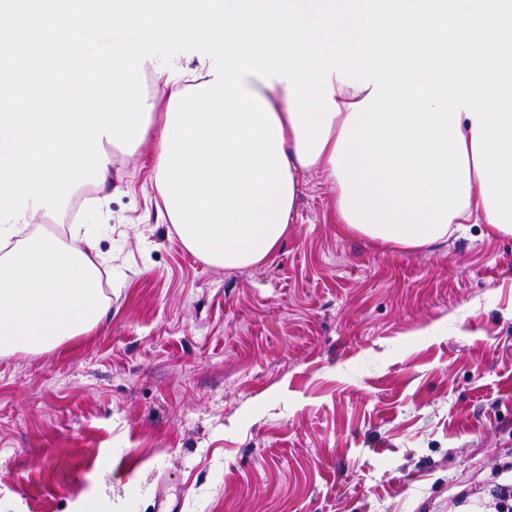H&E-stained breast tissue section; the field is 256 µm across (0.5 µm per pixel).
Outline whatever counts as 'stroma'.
I'll list each match as a JSON object with an SVG mask.
<instances>
[{
  "instance_id": "stroma-1",
  "label": "stroma",
  "mask_w": 512,
  "mask_h": 512,
  "mask_svg": "<svg viewBox=\"0 0 512 512\" xmlns=\"http://www.w3.org/2000/svg\"><path fill=\"white\" fill-rule=\"evenodd\" d=\"M154 146L43 220L91 229L111 307L0 355V512H476L512 479V236L380 244L310 173L277 250L227 270L158 212Z\"/></svg>"
}]
</instances>
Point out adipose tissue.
<instances>
[{
  "label": "adipose tissue",
  "instance_id": "1",
  "mask_svg": "<svg viewBox=\"0 0 512 512\" xmlns=\"http://www.w3.org/2000/svg\"><path fill=\"white\" fill-rule=\"evenodd\" d=\"M244 83L276 116L289 174L299 180L308 167L297 153L287 82L268 84L250 75ZM332 88L340 112L333 116L326 144L311 168L336 190L340 183L333 171L332 153L352 104L367 97L368 91L337 80ZM17 227L24 230V237L0 252V353L48 351L91 332L110 310V301L99 286L94 240L81 236L76 225L70 226L66 239L44 233L31 214L19 220Z\"/></svg>",
  "mask_w": 512,
  "mask_h": 512
}]
</instances>
